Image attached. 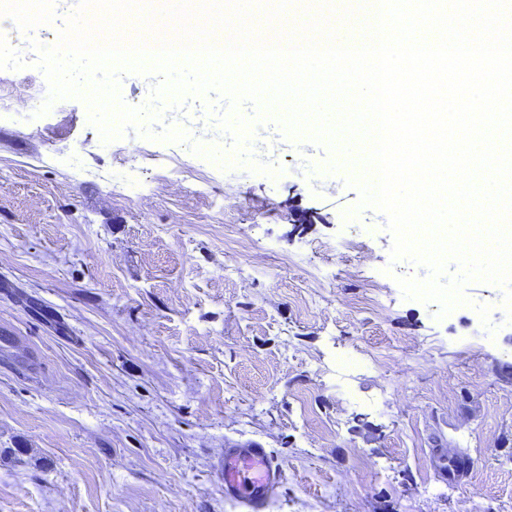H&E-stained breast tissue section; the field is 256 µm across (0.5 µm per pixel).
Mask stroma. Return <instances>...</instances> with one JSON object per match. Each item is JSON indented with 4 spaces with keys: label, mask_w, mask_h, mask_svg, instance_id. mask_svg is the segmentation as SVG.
I'll return each mask as SVG.
<instances>
[{
    "label": "stroma",
    "mask_w": 512,
    "mask_h": 512,
    "mask_svg": "<svg viewBox=\"0 0 512 512\" xmlns=\"http://www.w3.org/2000/svg\"><path fill=\"white\" fill-rule=\"evenodd\" d=\"M34 33L56 43L55 0L0 9V512H239L228 439L283 462L269 512H512L503 288L404 297L429 270L391 261L359 153L255 151L272 178L154 124L102 141L75 97L35 114Z\"/></svg>",
    "instance_id": "1"
}]
</instances>
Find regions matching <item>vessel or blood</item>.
<instances>
[{"label": "vessel or blood", "mask_w": 512, "mask_h": 512, "mask_svg": "<svg viewBox=\"0 0 512 512\" xmlns=\"http://www.w3.org/2000/svg\"><path fill=\"white\" fill-rule=\"evenodd\" d=\"M219 466L224 498L238 505L240 512H267L287 480L284 465L255 440L225 441Z\"/></svg>", "instance_id": "1"}]
</instances>
